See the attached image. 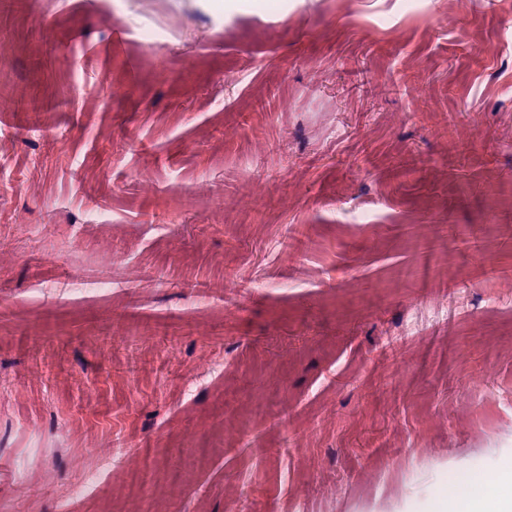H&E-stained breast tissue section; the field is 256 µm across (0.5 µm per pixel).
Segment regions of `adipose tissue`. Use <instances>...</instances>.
<instances>
[{
  "mask_svg": "<svg viewBox=\"0 0 512 512\" xmlns=\"http://www.w3.org/2000/svg\"><path fill=\"white\" fill-rule=\"evenodd\" d=\"M454 496L438 494L430 512H512V461L499 467L492 480L465 474Z\"/></svg>",
  "mask_w": 512,
  "mask_h": 512,
  "instance_id": "ef3b65f1",
  "label": "adipose tissue"
}]
</instances>
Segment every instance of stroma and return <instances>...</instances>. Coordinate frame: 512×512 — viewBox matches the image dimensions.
Masks as SVG:
<instances>
[{"mask_svg": "<svg viewBox=\"0 0 512 512\" xmlns=\"http://www.w3.org/2000/svg\"><path fill=\"white\" fill-rule=\"evenodd\" d=\"M511 456L512 0H0V512Z\"/></svg>", "mask_w": 512, "mask_h": 512, "instance_id": "obj_1", "label": "stroma"}]
</instances>
